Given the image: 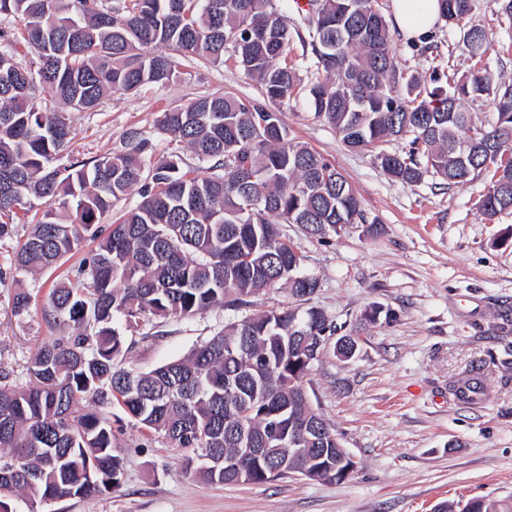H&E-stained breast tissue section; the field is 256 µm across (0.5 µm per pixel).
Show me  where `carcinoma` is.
I'll use <instances>...</instances> for the list:
<instances>
[{
    "label": "carcinoma",
    "instance_id": "1",
    "mask_svg": "<svg viewBox=\"0 0 512 512\" xmlns=\"http://www.w3.org/2000/svg\"><path fill=\"white\" fill-rule=\"evenodd\" d=\"M305 16L317 70L306 86L315 115L353 149H376L389 177L416 183L427 172L463 185L484 173L478 203L489 217L512 211V84L485 68L425 93L424 79L396 68L379 0H308ZM442 19L458 25L466 0H439ZM0 238L19 216L36 223L14 255L20 271L60 269L85 236L91 257L62 272L41 304L55 335L35 350L29 380L0 376V512L15 499L36 503L90 498L121 485L112 404L139 428L180 452L185 473L212 484L261 485L295 474L348 479L357 463L337 449L335 428L313 407L306 377L324 352L344 360L358 348L336 337V320L306 303L315 277L281 233L298 224L326 236L367 223L336 166L290 138L281 113L300 79L288 56V18L273 0H0ZM34 51L30 67L16 47ZM487 33L471 28L463 52L482 61ZM234 59L262 99L203 96L163 112L158 129L202 162L171 152L157 160L142 133L103 158L71 156L75 128L53 106L75 112L107 94L166 84L181 60L222 65ZM404 81L413 98L396 94ZM47 87L51 100L37 95ZM492 98L490 127L474 122L470 100ZM411 137L409 147L382 145ZM138 205L101 224L132 191ZM288 288L295 305L229 323L181 358L150 371L123 366L128 332L143 321L190 318L250 304L254 294ZM465 400L486 391L469 377L453 385ZM250 454L241 472L208 461ZM468 512H512V498L465 500Z\"/></svg>",
    "mask_w": 512,
    "mask_h": 512
}]
</instances>
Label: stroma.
<instances>
[{
  "instance_id": "obj_1",
  "label": "stroma",
  "mask_w": 512,
  "mask_h": 512,
  "mask_svg": "<svg viewBox=\"0 0 512 512\" xmlns=\"http://www.w3.org/2000/svg\"><path fill=\"white\" fill-rule=\"evenodd\" d=\"M502 0H473L468 25L491 38L484 59L512 83V18ZM294 35L288 62L302 83L317 76L315 58L299 36L306 26L295 0H276ZM468 26L438 21L431 37L390 40L404 72L461 76L473 64L461 52ZM177 80L148 84L132 96L113 94L93 110L70 113L74 149L101 157L124 149L136 129L151 139L156 155L184 152L160 131L161 112L207 95L260 96L258 84L233 63L214 67L183 63ZM291 138L320 152L353 186L367 217L323 238L299 225L284 234L304 257L319 287L312 306L324 310L344 334L357 336L350 360L326 354L309 376L317 411L335 426L357 470L340 482L301 477L264 485L208 484L184 474L180 456L155 437L124 423L116 448L124 459L120 487L87 499L29 504L19 512H436L450 500L512 497V245L495 240L512 231V211L489 218L477 202L490 186L481 175L458 186L425 174L416 183L390 179L372 152L349 149L316 117L306 97L281 106ZM377 233H369L368 224ZM31 224L14 226L0 239V373L28 379L36 347L50 336L36 305L53 272L15 270L13 259ZM25 289L34 305L15 313L13 295ZM284 288L253 296L250 306L214 309L192 319L150 322L134 329L127 367L148 371L190 349L242 317L287 306ZM379 306L392 321L365 325L364 310ZM486 375L487 391L466 403L451 384L464 371Z\"/></svg>"
}]
</instances>
